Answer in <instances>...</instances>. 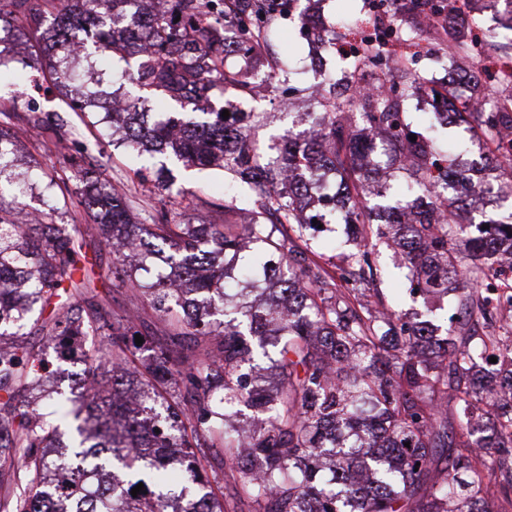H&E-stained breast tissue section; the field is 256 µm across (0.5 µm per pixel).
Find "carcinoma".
<instances>
[{"instance_id":"cac0c4a2","label":"carcinoma","mask_w":512,"mask_h":512,"mask_svg":"<svg viewBox=\"0 0 512 512\" xmlns=\"http://www.w3.org/2000/svg\"><path fill=\"white\" fill-rule=\"evenodd\" d=\"M0 0L3 15L56 23L66 56L73 48L137 58L139 89L191 109L188 118L112 113L128 128L133 162L166 177L163 156L187 167L219 166L248 187L257 206L249 224L176 222L164 212L131 222L124 192L82 169L81 204L99 223L25 224L0 205V512H224L197 448L224 449L234 496L257 512H497L488 485L512 498V335L480 333L497 299L488 285L512 272V224L479 211L496 194L512 211V66L473 72L487 86L484 107L465 103L433 113L474 132L482 151L465 169L438 145L422 149L400 107L417 92L442 99L415 69L417 32L397 27L393 43L362 45L327 81L311 135L293 132L266 148L222 111L196 113L216 84L244 98L248 76L227 67L224 28L239 49L265 44L269 28L254 0H154L180 17L145 11L148 0ZM411 13H453L448 0H403ZM445 62L488 58L499 33L476 17L465 29L442 26ZM142 52L131 51L135 36ZM378 74L379 100L357 111L359 69ZM390 144L406 174L373 202L378 143ZM16 131L0 120V179L12 165ZM473 188L470 201L448 194V172ZM343 224L353 249L338 274L296 249L320 225ZM94 233L112 248L116 288L142 293L169 336L152 341L132 317L111 315L90 278H76ZM398 250L410 293L447 300V325L382 310L364 300L374 289L372 255ZM166 248L174 275L142 286L143 250ZM224 278L217 287L216 276ZM70 289L58 302L59 290ZM44 346L57 360L79 357L88 385L52 398L54 419L33 391L50 375L43 350L22 340L31 314L43 315ZM143 339L135 343V335ZM497 362H489L490 357ZM256 413L242 434L237 413L217 393ZM410 446H405V443ZM144 484L137 496L131 490Z\"/></svg>"}]
</instances>
